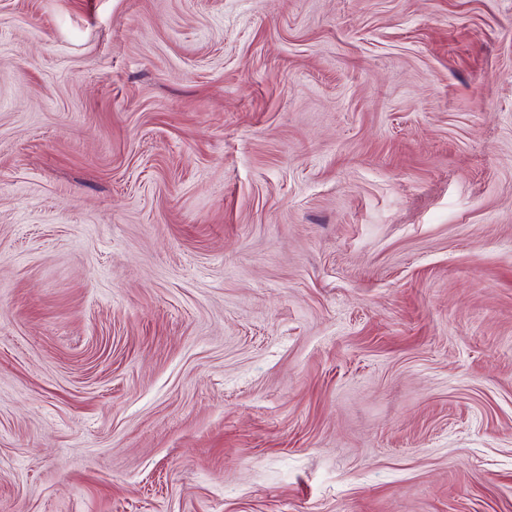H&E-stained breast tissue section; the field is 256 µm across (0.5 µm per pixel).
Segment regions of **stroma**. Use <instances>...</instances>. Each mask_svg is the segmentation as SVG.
<instances>
[{"label":"stroma","instance_id":"stroma-1","mask_svg":"<svg viewBox=\"0 0 512 512\" xmlns=\"http://www.w3.org/2000/svg\"><path fill=\"white\" fill-rule=\"evenodd\" d=\"M0 512H512V0H0Z\"/></svg>","mask_w":512,"mask_h":512}]
</instances>
